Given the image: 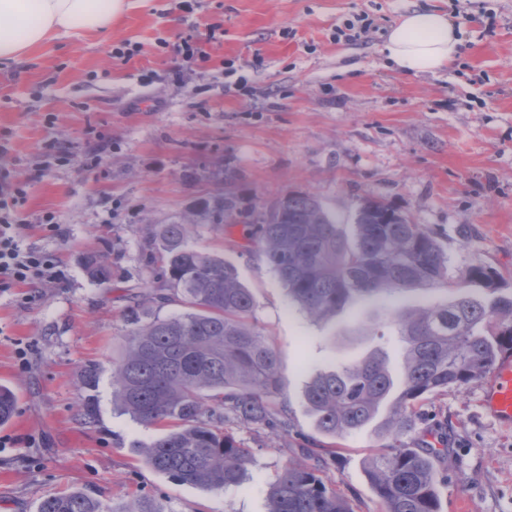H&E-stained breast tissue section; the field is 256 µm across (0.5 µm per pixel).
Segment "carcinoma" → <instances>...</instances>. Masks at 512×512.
Listing matches in <instances>:
<instances>
[{"mask_svg":"<svg viewBox=\"0 0 512 512\" xmlns=\"http://www.w3.org/2000/svg\"><path fill=\"white\" fill-rule=\"evenodd\" d=\"M217 223L237 216L235 196L218 202ZM199 220L162 224L150 243L164 265L166 282L147 298L161 305L178 301L184 311L141 321L129 309L131 329L123 355L112 363V396L138 424L163 435L141 447L144 463L174 481L222 492L249 478L253 449L227 427L267 426L287 437V410L280 406V364L267 338L249 324L250 289L224 259L195 248L188 238ZM355 234L348 238L312 193L293 191L258 212L253 240L289 299L312 318L333 317L356 300L415 288L448 285L457 298L394 308L385 319L400 337L403 376L395 382L386 354L374 349L360 360L342 362L313 375L304 398L317 430L341 439L371 423L381 448L366 460L368 478L384 512H440L433 456L445 452L417 441L424 404L448 389L484 378L499 353L512 349V295L498 293L500 275L476 267L465 280L447 283L448 257L435 235L388 201L362 197ZM88 275L101 283L110 266L100 255L85 260ZM471 283L490 294H465ZM79 411L97 415L92 395L99 367L81 372ZM15 411V396L0 386V424ZM324 458L288 461L270 483L267 512H355L324 476ZM38 512H116L81 490L46 497Z\"/></svg>","mask_w":512,"mask_h":512,"instance_id":"obj_1","label":"carcinoma"}]
</instances>
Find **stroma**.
<instances>
[{"mask_svg":"<svg viewBox=\"0 0 512 512\" xmlns=\"http://www.w3.org/2000/svg\"><path fill=\"white\" fill-rule=\"evenodd\" d=\"M460 21L456 61L435 74L397 71L382 51L389 29L416 9ZM370 24L353 37L349 24ZM224 34L208 40L213 26ZM205 39L211 60L183 65L176 46ZM141 50L124 61L112 49ZM22 187L20 243L53 253L55 277L0 290V385L17 397L0 425V512H37L47 495L80 488L125 506L133 496L164 512H267V489L301 449L319 448L304 400L316 371L399 338L367 335L371 315L441 303L443 286L347 306L328 321L292 303L252 241L250 213L291 191L316 195L353 230L359 197L373 195L432 232L448 278L486 267L512 294V0H129L109 35L63 38L0 67V180ZM231 192L242 218L204 223L191 245L233 264L250 288L252 324L280 367V399L292 437L243 428L255 452L249 480L221 493L178 483L146 466L141 446L158 432L112 402L113 360L142 319L181 313L145 301L166 280L150 232L203 212ZM52 213L48 233L38 219ZM108 258L111 279L93 280L88 255ZM100 364L96 421L78 411L81 369ZM419 433L448 432L440 468L441 512H512V429L481 405V384L426 404ZM372 428L340 440L327 473L355 512H383L365 460Z\"/></svg>","mask_w":512,"mask_h":512,"instance_id":"1","label":"stroma"}]
</instances>
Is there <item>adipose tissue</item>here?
<instances>
[{
	"label": "adipose tissue",
	"mask_w": 512,
	"mask_h": 512,
	"mask_svg": "<svg viewBox=\"0 0 512 512\" xmlns=\"http://www.w3.org/2000/svg\"><path fill=\"white\" fill-rule=\"evenodd\" d=\"M126 0H0V63H9L48 42L106 32ZM459 30L447 15L414 10L393 26L383 50L405 74L448 69L459 53Z\"/></svg>",
	"instance_id": "ef3b65f1"
}]
</instances>
